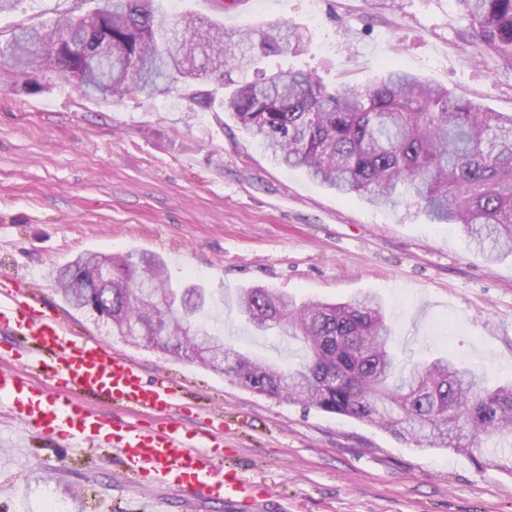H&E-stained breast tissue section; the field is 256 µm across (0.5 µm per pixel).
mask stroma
Here are the masks:
<instances>
[{
	"label": "stroma",
	"mask_w": 512,
	"mask_h": 512,
	"mask_svg": "<svg viewBox=\"0 0 512 512\" xmlns=\"http://www.w3.org/2000/svg\"><path fill=\"white\" fill-rule=\"evenodd\" d=\"M167 17L195 13L228 29L293 24L308 34L296 67L333 89L369 85L393 65L496 112H512V79L472 59L457 0H245L238 13L209 0H157ZM85 0H21L0 14V35L69 12ZM47 92L0 90V274L18 276L76 335L133 358L145 379L166 372L205 431L224 416V455L271 491L266 512H512V475L479 468L450 448L418 447L357 420L240 387L224 373L113 335L57 293L52 268L87 251L162 259L173 287L204 288L210 324L241 351L278 365L305 355L301 339L261 334L240 315L239 289L262 285L297 300L386 305L394 345L408 360L451 356L512 380V256L491 263L459 228L434 224L406 198L379 208L277 165L229 113L200 107L183 87L148 100L100 101L59 75ZM114 451L95 457L26 438L0 409V512H122L148 494L166 512H252L237 504L185 507L171 492L123 482Z\"/></svg>",
	"instance_id": "35a3bbf8"
}]
</instances>
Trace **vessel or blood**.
<instances>
[{"label": "vessel or blood", "instance_id": "b4317fda", "mask_svg": "<svg viewBox=\"0 0 512 512\" xmlns=\"http://www.w3.org/2000/svg\"><path fill=\"white\" fill-rule=\"evenodd\" d=\"M0 332L32 346L26 371L0 369V408L15 414L28 434L75 448L113 447L125 477L188 501L266 499L262 484L225 468L222 416L210 415L206 432L189 435L178 420L186 409L178 381L163 374L144 382L134 360L114 354L106 343L73 336L5 275L0 276ZM33 370L41 372L44 385L31 382ZM90 396L112 399L125 418L86 406Z\"/></svg>", "mask_w": 512, "mask_h": 512}]
</instances>
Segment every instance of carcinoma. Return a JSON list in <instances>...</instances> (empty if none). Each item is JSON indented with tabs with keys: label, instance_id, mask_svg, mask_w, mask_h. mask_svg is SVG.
Masks as SVG:
<instances>
[{
	"label": "carcinoma",
	"instance_id": "cac0c4a2",
	"mask_svg": "<svg viewBox=\"0 0 512 512\" xmlns=\"http://www.w3.org/2000/svg\"><path fill=\"white\" fill-rule=\"evenodd\" d=\"M475 56L512 77V0H458ZM110 34L112 72L71 67L57 50L77 52ZM298 28L285 35L256 27L229 32L202 16H157L155 0H96L80 17L67 13L16 28L0 43V86L35 94L28 77L54 72L85 96L106 100L127 92L149 99L176 84L193 86L227 70L254 67L269 53L299 55ZM253 142L288 169L345 196L396 206L411 189L435 224H457L491 262L512 255V112L479 103L388 66L363 89L346 83L328 90L310 72L280 70L239 85L224 99ZM95 252L57 267L52 277L63 300L91 314L138 312L137 341L177 358L213 367L253 393L307 409L350 417L418 446L451 448L480 468L512 475V382L489 389L482 376L454 359L405 364L392 347V331L374 295L347 303L307 301L268 288H242L237 306L255 329L302 337L307 356L283 368L242 353L208 327L204 290L190 287L193 320L173 303L140 312V297L173 292L163 262L134 251L112 256V308L92 272ZM202 336L213 352L192 356Z\"/></svg>",
	"mask_w": 512,
	"mask_h": 512
}]
</instances>
